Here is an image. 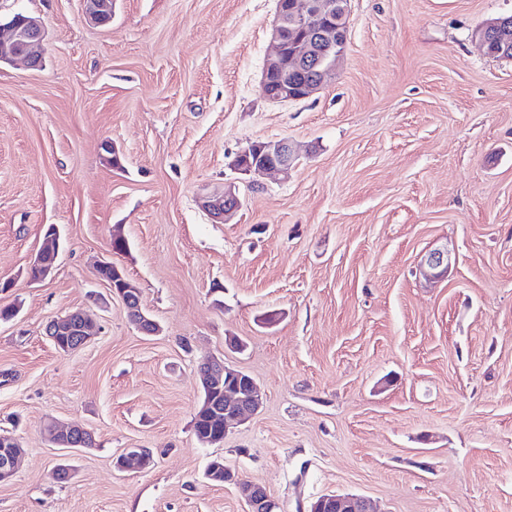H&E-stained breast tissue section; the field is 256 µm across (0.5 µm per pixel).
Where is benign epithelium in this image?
Masks as SVG:
<instances>
[{
	"mask_svg": "<svg viewBox=\"0 0 512 512\" xmlns=\"http://www.w3.org/2000/svg\"><path fill=\"white\" fill-rule=\"evenodd\" d=\"M84 13L94 24L104 25L112 20V0H83ZM350 0H277L276 18L270 33L272 52L265 60L262 83L265 97L272 102H297L310 98L336 72V65L344 51L336 50V35H346ZM495 33L507 42L512 38V21L499 18L483 25L477 33V43L485 47L486 34ZM44 29L39 19L29 15L0 18V62L22 60L31 67L42 62L41 44ZM297 159L293 144L286 139L251 142L242 148L230 167L237 173L262 176L277 173L288 176ZM243 206L233 183L224 184V192L203 197L202 207L224 224L233 223ZM60 235L55 227L44 234V245L33 265L42 281L54 271V265L43 261V256L58 253ZM451 262L448 250L434 248L424 257L420 272L429 279H438ZM119 296L129 322L141 333L155 335L161 326L143 309L139 291L125 279L121 289L112 290ZM96 324L90 315L77 309L51 320L45 328L46 336L56 342L59 336H73L77 345H63L69 353L86 345L94 336ZM202 400L198 412L218 424L219 432L200 434L204 445L219 443L230 426L251 419L262 406L261 389L246 371L210 357L198 372ZM48 437L59 448H86L93 443V435L77 426L48 425ZM10 447L0 463V483L8 482L16 472L19 444L15 437L0 440ZM154 463L147 448H128L116 460V468L123 472H140ZM221 484L235 486L246 502L249 512H274L279 501L262 485L246 480L231 468H224ZM306 512H371L362 497L349 494H327L311 501Z\"/></svg>",
	"mask_w": 512,
	"mask_h": 512,
	"instance_id": "obj_1",
	"label": "benign epithelium"
}]
</instances>
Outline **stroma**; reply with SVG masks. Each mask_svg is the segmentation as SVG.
Here are the masks:
<instances>
[{"instance_id": "1", "label": "stroma", "mask_w": 512, "mask_h": 512, "mask_svg": "<svg viewBox=\"0 0 512 512\" xmlns=\"http://www.w3.org/2000/svg\"><path fill=\"white\" fill-rule=\"evenodd\" d=\"M17 11L45 35L41 68L0 63V428L23 449L0 512H246L204 479L216 456L282 512L331 493L512 512V59L473 39L512 0H351L335 78L288 103L262 89L276 0H113L105 27L82 0H0ZM280 138L289 176L230 169ZM228 182L243 207L224 224L199 199ZM50 225L57 264L33 282ZM102 260L159 335L129 323ZM78 308L98 334L60 353L44 328ZM207 356L264 395L214 446L193 427ZM51 419L94 446L54 447ZM128 448L153 466L119 471ZM451 262L448 249L434 248L424 257L420 265V272L429 279H438L447 271Z\"/></svg>"}]
</instances>
